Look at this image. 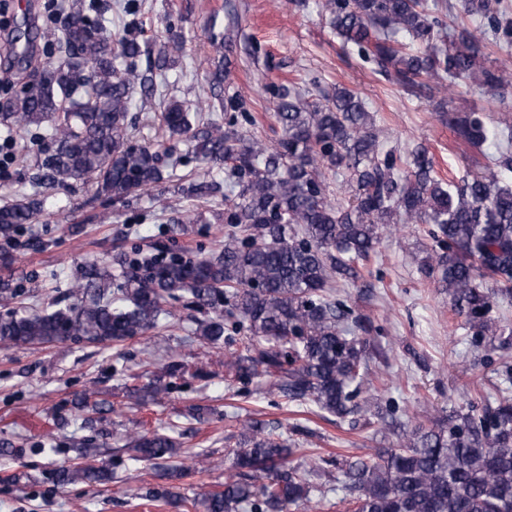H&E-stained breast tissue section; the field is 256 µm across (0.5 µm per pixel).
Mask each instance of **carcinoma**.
Returning a JSON list of instances; mask_svg holds the SVG:
<instances>
[{
	"mask_svg": "<svg viewBox=\"0 0 512 512\" xmlns=\"http://www.w3.org/2000/svg\"><path fill=\"white\" fill-rule=\"evenodd\" d=\"M325 16L343 44L394 83L413 90L435 79L463 88L477 80L495 91L509 72L488 60L487 46H512V19L489 0H458L448 27V0H289ZM59 54L38 81L0 113L6 135L47 124L58 143L39 165L48 186L91 181L96 193L126 199L176 176L190 138L191 153L224 173L192 183L190 196L224 190V247L187 257L158 242L154 251L118 252L85 268L65 305L0 315V344L27 347L86 341L111 344L146 335L175 317L168 300L206 313L196 335L235 351L224 377L247 383L266 377L297 405H313L342 422L360 414L368 351L383 328L355 313L340 288L363 277L381 236L419 224L428 240L421 273L448 289L474 346L505 329L496 301L512 302V123L452 107L448 124L475 145L496 151L494 163L445 180L428 151L387 148L374 113L353 89L327 88L311 77L269 83L272 118L281 138L268 146L253 132L256 118L236 96L224 115L204 117L169 100L159 121L166 146L132 143L133 96H152L165 80L175 42L159 44L151 76L145 53L128 29L110 30L82 12L70 14L57 37ZM40 200L0 207V239L30 224ZM120 277L112 275V267ZM499 397L481 408L452 410L448 419L403 433L395 448L353 456L340 467L348 512H512V364L499 369ZM105 401L83 393L74 417ZM179 443L158 431L132 438L133 460L170 459ZM286 441L251 421L228 453L224 490L189 501L169 490L159 499L203 512H286L311 501L310 477L320 469L290 465ZM57 484L108 480L92 465H62Z\"/></svg>",
	"mask_w": 512,
	"mask_h": 512,
	"instance_id": "obj_1",
	"label": "carcinoma"
}]
</instances>
